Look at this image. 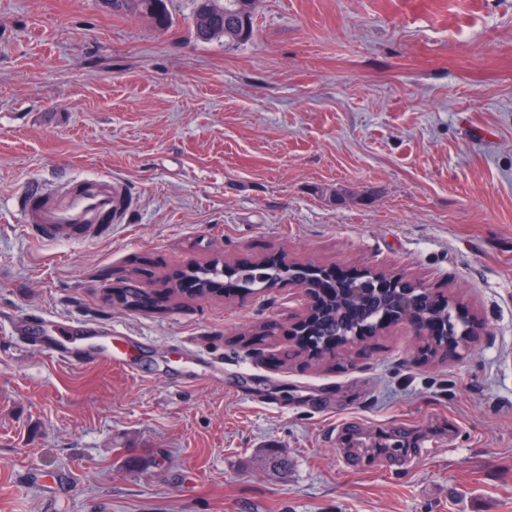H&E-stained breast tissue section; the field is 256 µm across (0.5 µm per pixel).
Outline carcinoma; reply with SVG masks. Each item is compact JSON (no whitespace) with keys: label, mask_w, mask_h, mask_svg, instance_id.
<instances>
[{"label":"carcinoma","mask_w":512,"mask_h":512,"mask_svg":"<svg viewBox=\"0 0 512 512\" xmlns=\"http://www.w3.org/2000/svg\"><path fill=\"white\" fill-rule=\"evenodd\" d=\"M194 8L187 29L192 38L208 43L224 40L227 45H234L248 40L253 34V13L255 0H195ZM115 13L133 12L149 17L160 30L169 29L172 16L169 14L165 0H111ZM297 266L286 261L282 256L266 260L258 267H243L237 270V276L245 287H274L279 281L296 273ZM452 303L448 307L422 310L419 317L429 322L443 324L442 332L448 336V353L454 355L465 345L474 332L475 320L455 312ZM400 316L397 307L378 302L357 303L349 295L341 292L325 300L323 308L316 313L315 322L308 325L317 347H324L326 342L338 345L355 343L358 329L365 325L376 324L383 315Z\"/></svg>","instance_id":"cac0c4a2"}]
</instances>
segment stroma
Masks as SVG:
<instances>
[{
  "mask_svg": "<svg viewBox=\"0 0 512 512\" xmlns=\"http://www.w3.org/2000/svg\"><path fill=\"white\" fill-rule=\"evenodd\" d=\"M167 7L162 31L108 0H0V512H512V0H255L234 46ZM101 173L120 222L17 223L30 186ZM276 253L423 284L482 331L458 357L404 321L297 357L305 289L167 295ZM403 433L421 451L388 467Z\"/></svg>",
  "mask_w": 512,
  "mask_h": 512,
  "instance_id": "35a3bbf8",
  "label": "stroma"
}]
</instances>
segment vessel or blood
Listing matches in <instances>:
<instances>
[{"label": "vessel or blood", "instance_id": "b4317fda", "mask_svg": "<svg viewBox=\"0 0 512 512\" xmlns=\"http://www.w3.org/2000/svg\"><path fill=\"white\" fill-rule=\"evenodd\" d=\"M125 201L120 182L97 175L49 185L40 194L18 198L16 211L20 223L44 236L62 229L111 223L120 218Z\"/></svg>", "mask_w": 512, "mask_h": 512}]
</instances>
